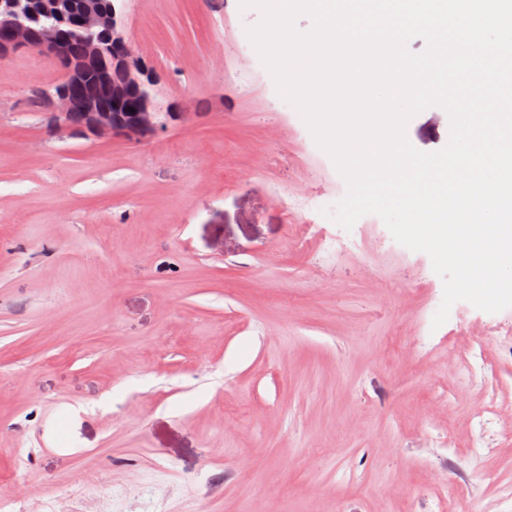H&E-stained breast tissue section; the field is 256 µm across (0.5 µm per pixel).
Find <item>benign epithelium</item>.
Here are the masks:
<instances>
[{"mask_svg":"<svg viewBox=\"0 0 512 512\" xmlns=\"http://www.w3.org/2000/svg\"><path fill=\"white\" fill-rule=\"evenodd\" d=\"M59 0H0V58L24 49H39L57 57L64 67V77L49 95L53 111L48 119L58 130H81L96 137L120 136L139 140L168 121L185 116L183 112L159 110L154 70L138 54L127 37L124 24L123 0H108L105 7L98 0H85L78 20L88 34L86 51L90 56H108L112 64L100 69L96 84L112 93L117 111L108 114L98 108L96 94L83 89V68L68 59L67 46L59 39L38 35L32 19L43 13L60 16ZM135 99L134 111L126 102ZM79 112L82 122L69 121Z\"/></svg>","mask_w":512,"mask_h":512,"instance_id":"benign-epithelium-1","label":"benign epithelium"}]
</instances>
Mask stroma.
<instances>
[{"label": "stroma", "instance_id": "obj_1", "mask_svg": "<svg viewBox=\"0 0 512 512\" xmlns=\"http://www.w3.org/2000/svg\"><path fill=\"white\" fill-rule=\"evenodd\" d=\"M157 75L145 139L47 125L62 77L0 60V479L11 512H512V308L432 322L430 257L347 186L279 97L238 0H126ZM450 120L406 127L422 152ZM493 386L459 376L476 340ZM491 422L473 416L488 398Z\"/></svg>", "mask_w": 512, "mask_h": 512}]
</instances>
